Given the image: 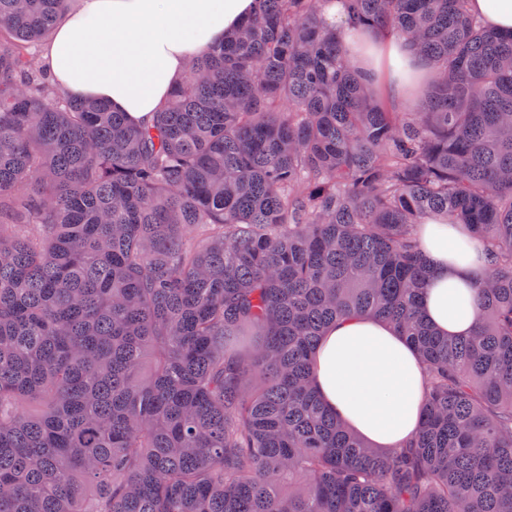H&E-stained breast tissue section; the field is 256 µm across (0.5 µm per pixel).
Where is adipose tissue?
<instances>
[{
  "instance_id": "ef3b65f1",
  "label": "adipose tissue",
  "mask_w": 512,
  "mask_h": 512,
  "mask_svg": "<svg viewBox=\"0 0 512 512\" xmlns=\"http://www.w3.org/2000/svg\"><path fill=\"white\" fill-rule=\"evenodd\" d=\"M255 0H79L58 19L43 56L70 95L102 100L136 121L161 110L188 61L217 45L252 13ZM353 61L370 68L388 59L395 72L427 79L431 63L411 57L401 38L377 31L351 38ZM431 274L421 312L444 336L475 329L482 246L457 224L427 222L421 234ZM323 402L358 437L397 450L421 419L423 367L389 325L366 317L326 329L312 361Z\"/></svg>"
}]
</instances>
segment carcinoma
Listing matches in <instances>:
<instances>
[{"mask_svg":"<svg viewBox=\"0 0 512 512\" xmlns=\"http://www.w3.org/2000/svg\"><path fill=\"white\" fill-rule=\"evenodd\" d=\"M74 0H0V512H512V31L339 0L435 66L420 112L327 0H255L145 123L49 82ZM485 247L474 333L419 314L424 220ZM427 376L400 450L314 391L336 321Z\"/></svg>","mask_w":512,"mask_h":512,"instance_id":"cac0c4a2","label":"carcinoma"}]
</instances>
